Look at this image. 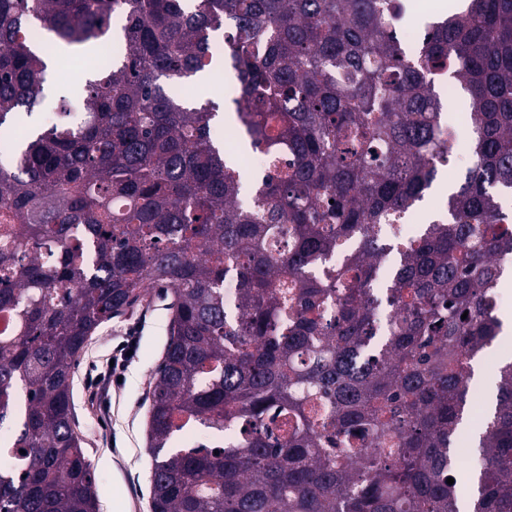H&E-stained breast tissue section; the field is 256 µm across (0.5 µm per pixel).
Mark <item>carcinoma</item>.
I'll use <instances>...</instances> for the list:
<instances>
[{"instance_id":"1","label":"carcinoma","mask_w":512,"mask_h":512,"mask_svg":"<svg viewBox=\"0 0 512 512\" xmlns=\"http://www.w3.org/2000/svg\"><path fill=\"white\" fill-rule=\"evenodd\" d=\"M465 4L409 62L381 0H0V512H97L74 373L153 288L172 317L149 381L151 512H460L466 378L512 258V0ZM109 40L79 111L62 99L18 134L60 54ZM220 64L238 153L288 157L249 208L219 102L189 91ZM442 76L469 95L473 161L444 218L388 241L448 165ZM352 241L345 267L303 276ZM391 254L381 343L371 284ZM496 375L468 512H512V361ZM189 422L237 434L174 447ZM367 438L381 457L336 450Z\"/></svg>"}]
</instances>
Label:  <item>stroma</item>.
<instances>
[{
	"label": "stroma",
	"instance_id": "1",
	"mask_svg": "<svg viewBox=\"0 0 512 512\" xmlns=\"http://www.w3.org/2000/svg\"><path fill=\"white\" fill-rule=\"evenodd\" d=\"M469 100L456 92L454 104L446 110L449 126L459 139L452 159L441 167L439 176L418 210L422 222H429L445 211L448 189L456 185L471 156ZM171 312L161 297L151 306H136L113 318L96 332L74 374L73 401L84 433L85 453L100 480L99 512H150L152 459L146 447L148 417L147 391L150 374L159 363L167 341ZM136 334L137 345L129 356L121 382H113L110 361L112 348L122 337ZM102 379L108 390L90 398L88 384Z\"/></svg>",
	"mask_w": 512,
	"mask_h": 512
}]
</instances>
